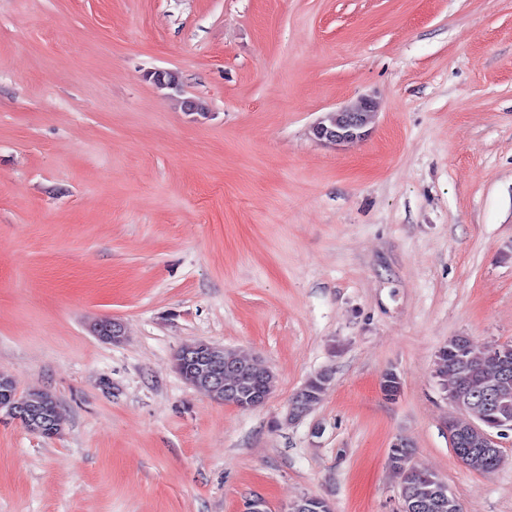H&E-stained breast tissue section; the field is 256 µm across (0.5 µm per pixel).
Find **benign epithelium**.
Segmentation results:
<instances>
[{"instance_id": "benign-epithelium-1", "label": "benign epithelium", "mask_w": 512, "mask_h": 512, "mask_svg": "<svg viewBox=\"0 0 512 512\" xmlns=\"http://www.w3.org/2000/svg\"><path fill=\"white\" fill-rule=\"evenodd\" d=\"M376 113L375 103L362 98L356 104L324 115L312 128L314 137L324 143L340 145L362 139L370 131ZM94 333L105 341L118 343L122 338L121 324L115 320H101ZM496 374L504 379L512 376V350L493 346L490 354ZM180 376L197 389H205L212 399L231 404L240 410H250L259 400H266L270 390L256 392L252 380L243 373L239 356L224 358V349L203 342L183 347L180 360L175 362ZM454 409L469 417L461 424L453 418L448 421V441L453 448L468 444L497 469L503 463L500 438L512 431V392L497 385L484 394L456 391L448 395ZM6 414L24 420L25 428L40 436H55L62 426L59 411L16 394L6 408Z\"/></svg>"}]
</instances>
